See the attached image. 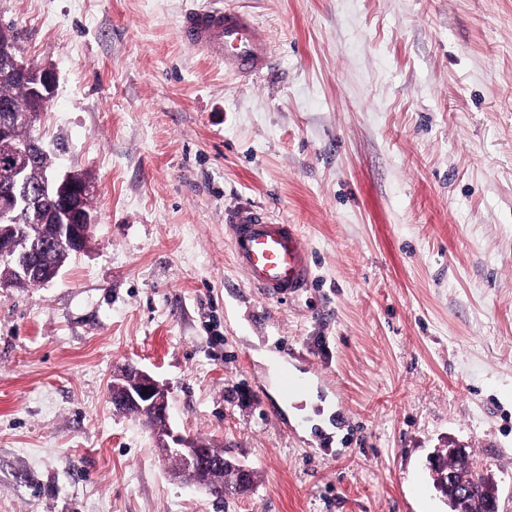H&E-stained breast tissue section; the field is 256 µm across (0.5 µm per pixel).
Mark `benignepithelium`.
Here are the masks:
<instances>
[{
    "label": "benign epithelium",
    "mask_w": 512,
    "mask_h": 512,
    "mask_svg": "<svg viewBox=\"0 0 512 512\" xmlns=\"http://www.w3.org/2000/svg\"><path fill=\"white\" fill-rule=\"evenodd\" d=\"M0 75L27 84L36 109L21 113L19 120L30 129L37 127L57 90L54 72L21 61L11 44L0 42ZM44 152L46 148L43 142L34 137L19 145L14 157L6 165V176L11 188L0 197V260L13 264L19 277L37 279L46 284L58 272L51 264L39 258L37 250L19 247L22 236L29 233V229L23 224L9 223L10 215L19 200L28 198L27 178L36 159ZM41 186L59 200L61 205L58 212L48 217V220L56 223L48 245L52 248L62 247L74 253L84 251L82 240L91 237L96 224L91 210L84 202L94 194L95 186L76 171H61L56 167L42 172ZM144 390L147 391L145 395L142 394ZM108 399L113 410L119 414L152 413L156 418V445L165 456H180L188 466L197 469L222 468L226 462L234 463L231 458L213 455L207 445L196 439L173 432L169 425L168 389L146 371L130 363L121 367L116 378L112 380ZM466 459V476L460 477L450 470L444 486L441 487L450 498L464 497L470 483L486 477L482 465L469 455ZM236 467L242 478L239 490L244 491L249 488L251 469L240 463Z\"/></svg>",
    "instance_id": "7a95c632"
}]
</instances>
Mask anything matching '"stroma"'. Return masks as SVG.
Returning <instances> with one entry per match:
<instances>
[{"label": "stroma", "mask_w": 512, "mask_h": 512, "mask_svg": "<svg viewBox=\"0 0 512 512\" xmlns=\"http://www.w3.org/2000/svg\"><path fill=\"white\" fill-rule=\"evenodd\" d=\"M206 5L267 30L263 76L181 39ZM0 26L97 187L88 248L0 290V512H449L454 447L512 512V0H0ZM247 209L297 225L310 288L249 286ZM130 362L251 493L172 477L108 400Z\"/></svg>", "instance_id": "35a3bbf8"}]
</instances>
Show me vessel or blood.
Masks as SVG:
<instances>
[{"label":"vessel or blood","mask_w":512,"mask_h":512,"mask_svg":"<svg viewBox=\"0 0 512 512\" xmlns=\"http://www.w3.org/2000/svg\"><path fill=\"white\" fill-rule=\"evenodd\" d=\"M182 39L225 69L242 76L263 73L270 64L268 35L249 15L231 8H198L180 23ZM232 253L250 285L280 299L302 292L312 278L309 251L296 225L278 224L252 211L228 226Z\"/></svg>","instance_id":"b4317fda"}]
</instances>
